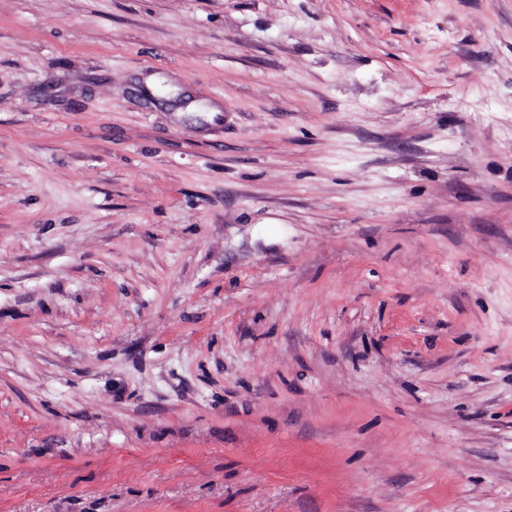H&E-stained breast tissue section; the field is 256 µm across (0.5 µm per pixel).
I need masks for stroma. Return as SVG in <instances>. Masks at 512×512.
<instances>
[{"mask_svg":"<svg viewBox=\"0 0 512 512\" xmlns=\"http://www.w3.org/2000/svg\"><path fill=\"white\" fill-rule=\"evenodd\" d=\"M0 512H512V0H0Z\"/></svg>","mask_w":512,"mask_h":512,"instance_id":"obj_1","label":"stroma"}]
</instances>
